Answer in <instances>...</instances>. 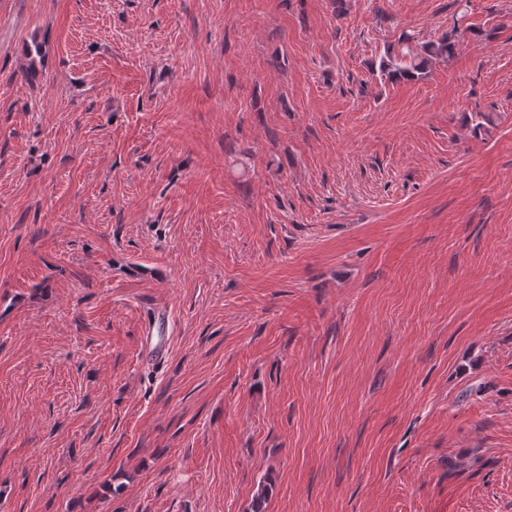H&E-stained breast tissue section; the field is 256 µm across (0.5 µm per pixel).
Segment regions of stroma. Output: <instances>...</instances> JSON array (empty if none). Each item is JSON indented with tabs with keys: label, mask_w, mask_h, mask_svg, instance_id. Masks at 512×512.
<instances>
[{
	"label": "stroma",
	"mask_w": 512,
	"mask_h": 512,
	"mask_svg": "<svg viewBox=\"0 0 512 512\" xmlns=\"http://www.w3.org/2000/svg\"><path fill=\"white\" fill-rule=\"evenodd\" d=\"M0 512H512V0H0ZM465 29H453L437 40L416 43L414 36L403 32L397 43L389 44L379 60V70L389 79H412L422 75L427 65L436 59H449L458 50ZM143 353L155 364L166 361L170 351V339L173 334L169 310L164 305L155 306L144 318Z\"/></svg>",
	"instance_id": "35a3bbf8"
}]
</instances>
